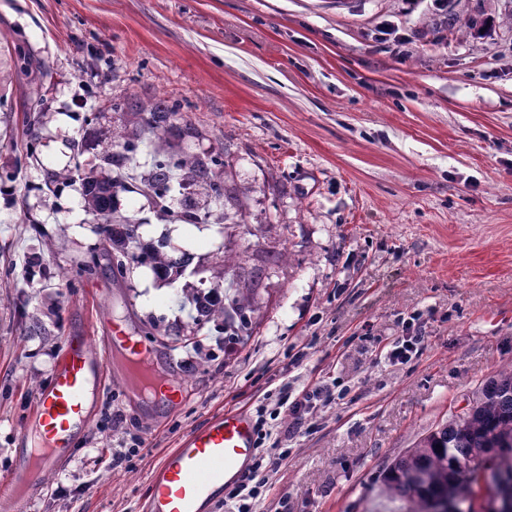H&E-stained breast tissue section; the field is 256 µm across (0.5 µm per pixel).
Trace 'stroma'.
Here are the masks:
<instances>
[{"label":"stroma","instance_id":"1","mask_svg":"<svg viewBox=\"0 0 512 512\" xmlns=\"http://www.w3.org/2000/svg\"><path fill=\"white\" fill-rule=\"evenodd\" d=\"M0 95V170L16 173L0 192V484L66 338L106 312L169 359L179 389L150 408L109 379L26 512H143L182 435L228 410L287 422L280 389L315 381L335 399L259 471L257 512H406L385 470L512 366V0H0ZM120 96L180 102L190 150L223 151L239 190L227 222L197 224L119 192L142 243L193 254L172 284L78 273L94 221L79 180L50 178L111 148L121 116L105 103ZM225 253V282L257 280L252 336L228 353L209 325L196 346L155 345L153 325L192 322L183 291H209ZM427 307L422 356L384 360L400 319ZM120 427L144 448L116 467Z\"/></svg>","mask_w":512,"mask_h":512}]
</instances>
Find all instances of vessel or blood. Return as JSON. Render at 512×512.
Masks as SVG:
<instances>
[{"label":"vessel or blood","instance_id":"1","mask_svg":"<svg viewBox=\"0 0 512 512\" xmlns=\"http://www.w3.org/2000/svg\"><path fill=\"white\" fill-rule=\"evenodd\" d=\"M92 343L87 335L67 337L52 381L38 396L24 428L25 446L7 479L16 512H23L43 475L70 457L78 433L89 423L106 368L104 356L93 351ZM122 373L128 390L151 388L159 397L165 393L154 385L155 370L146 352L126 362ZM255 442L254 423L242 411L225 412L191 429L152 472L147 512H206L251 461Z\"/></svg>","mask_w":512,"mask_h":512}]
</instances>
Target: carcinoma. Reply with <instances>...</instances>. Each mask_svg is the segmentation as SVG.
Masks as SVG:
<instances>
[{
  "label": "carcinoma",
  "mask_w": 512,
  "mask_h": 512,
  "mask_svg": "<svg viewBox=\"0 0 512 512\" xmlns=\"http://www.w3.org/2000/svg\"><path fill=\"white\" fill-rule=\"evenodd\" d=\"M113 112L130 113L134 120L112 128V151L103 154L99 163L86 169L82 178L85 211L96 221L97 241L89 251V260L79 270L93 275L102 260L113 276L128 277L134 269L146 266L156 276L171 284L184 275L193 257L182 253L171 256L167 244L144 245L139 241L138 225L117 214V193L126 188V181L112 175L124 173L127 164L143 153L150 143L151 152L144 162L137 190L148 197L168 217L167 200L175 193L196 187L198 192L187 196L178 218L196 224L212 216L226 219L225 202L230 198L224 181V152L195 154L181 146L171 145L167 134L177 131L179 137H191L198 131L182 120L181 105L164 107L144 104L128 98L109 100ZM185 296L198 307L199 318L184 327L189 333L198 326L214 322L219 329L236 327L243 337L252 333L255 309L248 296L239 293L228 303L215 302L193 289ZM488 459L487 465L468 472L459 471L461 463L473 458ZM383 485L389 493L408 499L411 512H429L428 499L458 491L469 501L456 512H479L477 500L500 495L512 501V368L482 382L466 398V407L424 435L407 449L387 470Z\"/></svg>",
  "instance_id": "carcinoma-1"
}]
</instances>
